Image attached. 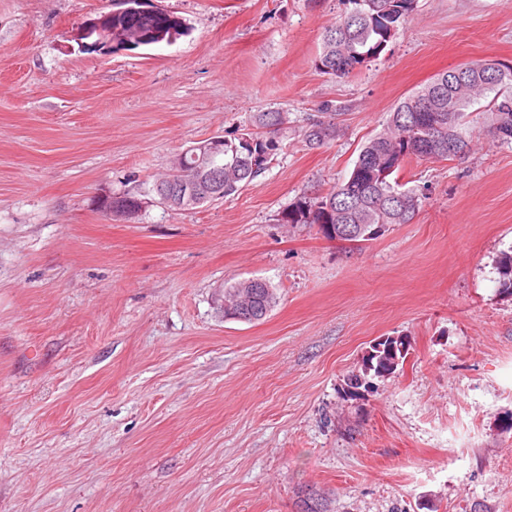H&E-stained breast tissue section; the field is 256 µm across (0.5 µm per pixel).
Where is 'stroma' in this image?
Listing matches in <instances>:
<instances>
[{
    "label": "stroma",
    "instance_id": "1",
    "mask_svg": "<svg viewBox=\"0 0 512 512\" xmlns=\"http://www.w3.org/2000/svg\"><path fill=\"white\" fill-rule=\"evenodd\" d=\"M173 44L85 52L113 0H0V512H512V145L400 174L409 224L348 245L278 221L353 168L404 97L476 62L512 65V0H417L378 59L320 74L349 0H151ZM282 112L288 137L234 197L172 210L171 159ZM335 114L311 149L301 131ZM129 194L135 217L105 216ZM259 278L278 302L225 318ZM394 374L343 392L372 345ZM499 293L512 297V250L504 251L497 261ZM241 299H249L253 308V319L242 321L233 318L230 310H236ZM251 299V300H250ZM274 288L262 280L248 279L224 290V316L245 323H255L267 317L276 304ZM406 343L399 338H386L372 345L365 359V372L373 370L374 375L385 377L393 374L401 359L406 356Z\"/></svg>",
    "mask_w": 512,
    "mask_h": 512
}]
</instances>
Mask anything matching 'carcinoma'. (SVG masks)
I'll return each mask as SVG.
<instances>
[{
	"mask_svg": "<svg viewBox=\"0 0 512 512\" xmlns=\"http://www.w3.org/2000/svg\"><path fill=\"white\" fill-rule=\"evenodd\" d=\"M351 11L336 26L326 30L322 50L316 59L320 73L335 78L347 77L380 56L414 11L416 0H348ZM113 43L99 50L114 53L171 44L188 32L186 21L178 15L159 11L112 17ZM484 104L489 114V131L500 141L512 144V66L484 62L455 68L439 74L431 82L400 100L390 113L386 128L361 148L349 175L324 196L304 199L282 212V224H316L322 234L339 225L352 230L342 241L365 242L375 239L393 224H408L419 208V197L392 178L413 159L451 160L448 142L469 151L467 111ZM288 133V119L281 112L259 114L254 128L224 138V176L217 187L219 198L199 196L188 205L179 198L166 203L175 210H192L216 200L235 196L263 172L280 150ZM336 123L316 121L303 130L309 147L320 146L336 137ZM196 169L183 166L158 181L153 188L176 182H196ZM119 204L115 212L129 216L138 213L140 199L122 195L112 197ZM499 293L512 297V250L497 261ZM249 300L255 323L267 317L276 304L274 288L262 280L248 279L224 289V316ZM406 356V343L387 338L372 345L365 369L384 377L395 372ZM299 512H329L324 496L310 490L299 500Z\"/></svg>",
	"mask_w": 512,
	"mask_h": 512,
	"instance_id": "obj_1",
	"label": "carcinoma"
}]
</instances>
